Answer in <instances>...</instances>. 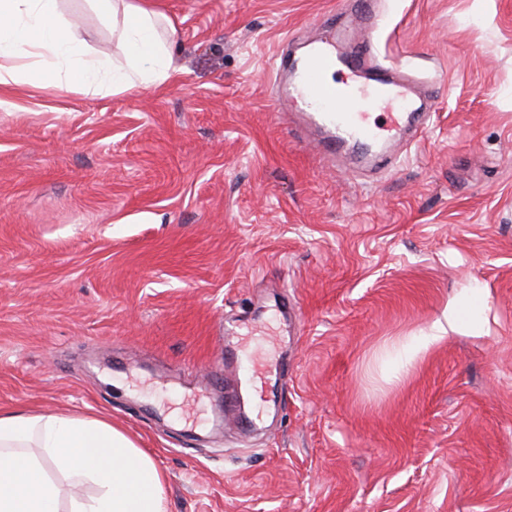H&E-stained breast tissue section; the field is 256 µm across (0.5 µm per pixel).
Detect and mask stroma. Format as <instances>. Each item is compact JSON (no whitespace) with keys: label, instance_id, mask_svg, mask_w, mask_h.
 Masks as SVG:
<instances>
[{"label":"stroma","instance_id":"obj_1","mask_svg":"<svg viewBox=\"0 0 512 512\" xmlns=\"http://www.w3.org/2000/svg\"><path fill=\"white\" fill-rule=\"evenodd\" d=\"M59 4L123 62L91 0ZM339 5L160 0L165 87L0 90V412L106 417L166 512H512V0H380L379 60L439 105L370 177L273 104L276 45ZM473 281L484 335L407 361ZM225 319L247 433L197 386Z\"/></svg>","mask_w":512,"mask_h":512}]
</instances>
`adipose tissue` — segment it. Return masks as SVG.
<instances>
[{
	"label": "adipose tissue",
	"mask_w": 512,
	"mask_h": 512,
	"mask_svg": "<svg viewBox=\"0 0 512 512\" xmlns=\"http://www.w3.org/2000/svg\"><path fill=\"white\" fill-rule=\"evenodd\" d=\"M112 14L124 62L89 55L59 0H0V86L119 93L164 87L175 69L176 34L153 0H96ZM484 293L473 286L448 304L447 325L480 332ZM73 486L59 510L55 482ZM93 484L85 496L76 488ZM0 512H165L164 486L151 456L110 422L66 413H0Z\"/></svg>",
	"instance_id": "adipose-tissue-1"
}]
</instances>
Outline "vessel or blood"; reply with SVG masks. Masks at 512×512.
I'll use <instances>...</instances> for the list:
<instances>
[{"label":"vessel or blood","instance_id":"b4317fda","mask_svg":"<svg viewBox=\"0 0 512 512\" xmlns=\"http://www.w3.org/2000/svg\"><path fill=\"white\" fill-rule=\"evenodd\" d=\"M376 2L344 0L326 25V37L313 42L301 58H291L287 43L277 48L283 70L276 76L274 103L296 99L305 105L304 116L317 130L318 147L328 161L357 148L371 165L384 164L387 155L381 142L404 128L414 134L426 131L437 110L431 86L379 62ZM332 69L342 74L341 83L325 82V73ZM383 106L388 109L385 123L370 122L371 111ZM243 361V354L224 353V422L247 428L253 421L241 415L238 393Z\"/></svg>","mask_w":512,"mask_h":512}]
</instances>
